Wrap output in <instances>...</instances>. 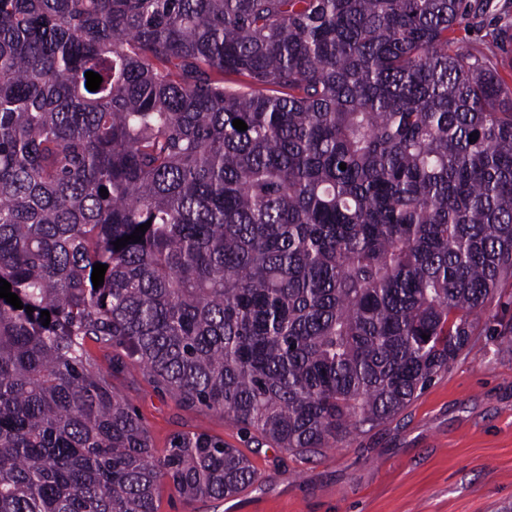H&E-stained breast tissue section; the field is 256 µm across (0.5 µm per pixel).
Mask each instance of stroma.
<instances>
[{"instance_id": "35a3bbf8", "label": "stroma", "mask_w": 512, "mask_h": 512, "mask_svg": "<svg viewBox=\"0 0 512 512\" xmlns=\"http://www.w3.org/2000/svg\"><path fill=\"white\" fill-rule=\"evenodd\" d=\"M113 385L138 408L157 450L178 431L245 448L257 481L214 504L161 487L157 512H498L512 503V283L500 288L469 351L394 419L303 460L244 447L222 414L180 407L141 371Z\"/></svg>"}]
</instances>
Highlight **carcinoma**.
Returning <instances> with one entry per match:
<instances>
[{
    "label": "carcinoma",
    "mask_w": 512,
    "mask_h": 512,
    "mask_svg": "<svg viewBox=\"0 0 512 512\" xmlns=\"http://www.w3.org/2000/svg\"><path fill=\"white\" fill-rule=\"evenodd\" d=\"M490 14L512 42L500 0H0V512L256 481L157 452L88 339L306 459L448 370L512 279V86L450 36Z\"/></svg>",
    "instance_id": "1"
}]
</instances>
